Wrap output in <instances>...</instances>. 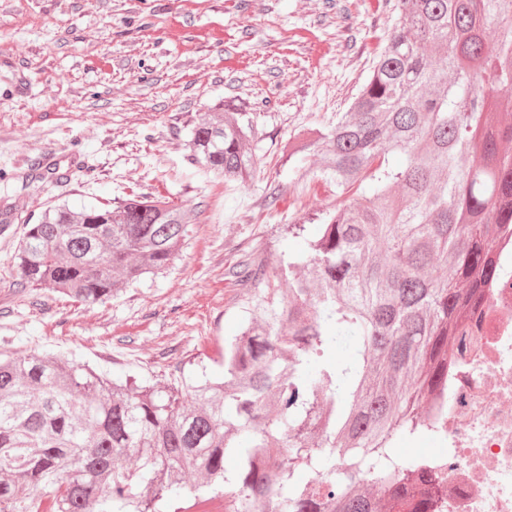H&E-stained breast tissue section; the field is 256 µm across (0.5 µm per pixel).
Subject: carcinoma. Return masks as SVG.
<instances>
[{
	"label": "carcinoma",
	"mask_w": 512,
	"mask_h": 512,
	"mask_svg": "<svg viewBox=\"0 0 512 512\" xmlns=\"http://www.w3.org/2000/svg\"><path fill=\"white\" fill-rule=\"evenodd\" d=\"M395 9L349 110L282 146L295 180H332L341 201L316 215L314 236L288 225L297 249L275 265L255 248L228 269L244 291L239 331L213 359L222 376L158 386L62 357L0 359V512H160L163 500L200 512L218 498L231 512H434L443 477L419 454L397 463L394 446L447 431L420 402L448 391L452 341L480 327L501 278L512 0ZM245 116L221 100L186 143L229 187L257 169ZM191 232L188 210L150 194L58 204L25 224L16 285L100 303L167 269Z\"/></svg>",
	"instance_id": "cac0c4a2"
}]
</instances>
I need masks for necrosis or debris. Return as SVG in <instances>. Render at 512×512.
Returning <instances> with one entry per match:
<instances>
[{
	"instance_id": "obj_1",
	"label": "necrosis or debris",
	"mask_w": 512,
	"mask_h": 512,
	"mask_svg": "<svg viewBox=\"0 0 512 512\" xmlns=\"http://www.w3.org/2000/svg\"><path fill=\"white\" fill-rule=\"evenodd\" d=\"M508 262L483 305L481 352L453 364L448 429L431 461L445 472L443 512H512V236Z\"/></svg>"
}]
</instances>
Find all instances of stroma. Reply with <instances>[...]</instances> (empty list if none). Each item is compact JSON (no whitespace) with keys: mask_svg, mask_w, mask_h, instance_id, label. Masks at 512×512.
<instances>
[{"mask_svg":"<svg viewBox=\"0 0 512 512\" xmlns=\"http://www.w3.org/2000/svg\"><path fill=\"white\" fill-rule=\"evenodd\" d=\"M398 21L385 0H0V210L16 211L0 224V352L161 385L216 372L239 321L226 270L255 247L276 264L286 226L337 202L335 183L293 179L282 143L348 111ZM219 99L246 103L259 132L257 172L233 188L186 157ZM140 193L194 216L166 270L93 306L15 287L25 220Z\"/></svg>","mask_w":512,"mask_h":512,"instance_id":"1","label":"stroma"}]
</instances>
